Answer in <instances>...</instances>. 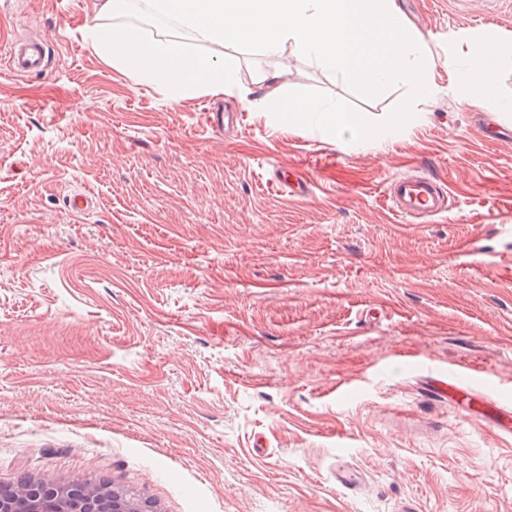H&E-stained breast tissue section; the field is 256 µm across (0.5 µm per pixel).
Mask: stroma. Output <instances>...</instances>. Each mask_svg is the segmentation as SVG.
Instances as JSON below:
<instances>
[{
	"mask_svg": "<svg viewBox=\"0 0 512 512\" xmlns=\"http://www.w3.org/2000/svg\"><path fill=\"white\" fill-rule=\"evenodd\" d=\"M97 3L0 0V484L104 479L158 512H512V437L422 386L453 372L512 404V111L457 93L489 40L512 99V6L396 0L433 90L345 142L278 120L266 75L374 122L408 85L367 97L291 45L186 37L235 82L174 102L92 48ZM17 41L50 48L42 73L9 69ZM409 166L449 189L430 223L387 200ZM333 477L337 487L353 492H357L365 484L362 473L350 465L344 458L336 459Z\"/></svg>",
	"mask_w": 512,
	"mask_h": 512,
	"instance_id": "35a3bbf8",
	"label": "stroma"
}]
</instances>
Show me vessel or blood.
<instances>
[{
	"mask_svg": "<svg viewBox=\"0 0 512 512\" xmlns=\"http://www.w3.org/2000/svg\"><path fill=\"white\" fill-rule=\"evenodd\" d=\"M10 69L17 75L41 73L45 67V51L40 43H17L11 48ZM386 196L392 210L406 222L437 217L449 208V193L444 181L428 173L391 178L386 184ZM425 389L437 401L453 404L457 410L470 412L473 402L489 406L502 435L512 436V407L491 402L482 392L441 375L428 377ZM337 487L358 491L365 480L360 471L345 459H337L333 473Z\"/></svg>",
	"mask_w": 512,
	"mask_h": 512,
	"instance_id": "b4317fda",
	"label": "vessel or blood"
}]
</instances>
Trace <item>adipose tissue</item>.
Wrapping results in <instances>:
<instances>
[{
  "mask_svg": "<svg viewBox=\"0 0 512 512\" xmlns=\"http://www.w3.org/2000/svg\"><path fill=\"white\" fill-rule=\"evenodd\" d=\"M120 8L119 0H100L98 16L88 22L87 34L99 55L135 82L161 84L175 100L190 87L220 89L231 83L230 68L211 57L189 52L164 37H144L128 25L106 23V16ZM500 57L498 45L476 44L466 80L467 104L481 106L495 98Z\"/></svg>",
  "mask_w": 512,
  "mask_h": 512,
  "instance_id": "ef3b65f1",
  "label": "adipose tissue"
}]
</instances>
